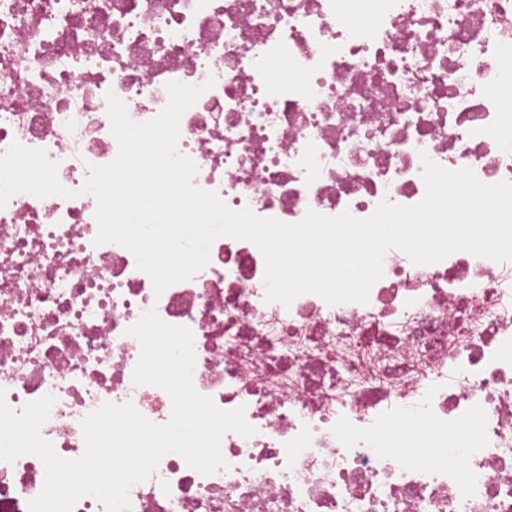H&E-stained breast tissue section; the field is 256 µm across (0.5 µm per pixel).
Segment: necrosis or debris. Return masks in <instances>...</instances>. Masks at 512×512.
<instances>
[{
  "label": "necrosis or debris",
  "mask_w": 512,
  "mask_h": 512,
  "mask_svg": "<svg viewBox=\"0 0 512 512\" xmlns=\"http://www.w3.org/2000/svg\"><path fill=\"white\" fill-rule=\"evenodd\" d=\"M211 76L178 148L232 209L295 223L413 205L425 155L512 181V0H0V154L45 150L78 189L118 151L106 92L140 123L167 82ZM95 210L89 194L0 209L8 404L54 396L41 434L66 459L102 403L167 423L126 334L153 308L192 330L197 391L256 429L224 436L212 475L166 454L131 512H512V261L393 249L368 304L286 307L265 300L259 249L221 237L158 296L131 252L94 245ZM44 478L35 456L0 461V512H29Z\"/></svg>",
  "instance_id": "1"
}]
</instances>
